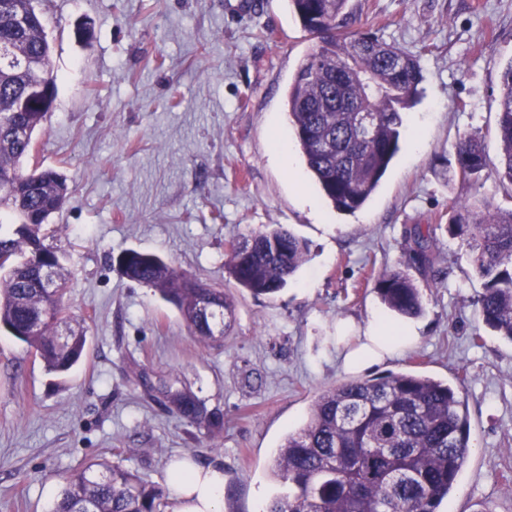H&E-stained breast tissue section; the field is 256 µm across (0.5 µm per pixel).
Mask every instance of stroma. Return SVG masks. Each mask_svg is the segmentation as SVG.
Returning a JSON list of instances; mask_svg holds the SVG:
<instances>
[{
    "label": "stroma",
    "mask_w": 512,
    "mask_h": 512,
    "mask_svg": "<svg viewBox=\"0 0 512 512\" xmlns=\"http://www.w3.org/2000/svg\"><path fill=\"white\" fill-rule=\"evenodd\" d=\"M352 6L360 27L418 58L424 81L377 190L344 214L299 150L288 165L278 155L294 141L285 96L312 45L287 0H41L57 94L23 167L70 184L42 232L64 257L88 342L58 377L0 335V512H51L62 477L92 461L163 487L182 459L223 472L222 512H262L281 491L271 464L288 432L350 378L337 356L346 319L361 332L376 314L399 321L368 275L403 266L409 229L447 217L449 199L512 209V189L462 181L455 160L467 132L498 158L489 131L512 61V0ZM277 226L307 241L308 260L276 297H256L228 274L227 243ZM436 237L445 276L421 286L418 343L367 374L460 387L472 449L439 512H512V343L479 316L467 247ZM129 249L223 288L235 309L224 340L199 343L176 308L123 276ZM185 386L222 417L221 433L178 417L166 391Z\"/></svg>",
    "instance_id": "obj_1"
}]
</instances>
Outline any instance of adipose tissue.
<instances>
[{"label": "adipose tissue", "mask_w": 512, "mask_h": 512, "mask_svg": "<svg viewBox=\"0 0 512 512\" xmlns=\"http://www.w3.org/2000/svg\"><path fill=\"white\" fill-rule=\"evenodd\" d=\"M414 328H387L381 317H374L365 336L343 355L347 370L361 371L403 353L417 343ZM168 487L175 503L173 512H221L224 475L220 470L202 468L188 460L168 469Z\"/></svg>", "instance_id": "adipose-tissue-1"}]
</instances>
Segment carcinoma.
I'll return each mask as SVG.
<instances>
[{"instance_id": "carcinoma-1", "label": "carcinoma", "mask_w": 512, "mask_h": 512, "mask_svg": "<svg viewBox=\"0 0 512 512\" xmlns=\"http://www.w3.org/2000/svg\"><path fill=\"white\" fill-rule=\"evenodd\" d=\"M349 0H288L315 45L288 88L286 111L316 185L340 213L361 209L400 150L402 110L423 76L418 59L370 30H349ZM56 87L43 14L35 0H0V208L18 223L0 224V331L33 349L46 370L63 375L84 355L87 328L68 313L66 274L58 251L40 236L69 199L67 178L53 167L23 172L34 133L49 111L15 105L37 85ZM493 163L482 136L455 145L457 174L512 187V61L502 69ZM356 108L370 111L372 129L353 130ZM459 238L484 281L477 296L482 322L512 342V210L472 208L448 200V222L415 225L403 253L426 280L438 274L436 230ZM308 245L282 227L253 230L230 242L229 274L254 296L274 297L304 265ZM129 280L149 286L176 307L188 331L204 343L224 336L233 305L216 288L154 254L135 249L118 261ZM388 310L422 314L420 289L398 268L374 278ZM171 402L191 424L205 404L188 391ZM471 451L459 390L412 372L353 379L320 394L306 423L288 433L272 461L288 492L266 512H438ZM164 491L129 469L90 462L64 478L53 512H162Z\"/></svg>"}]
</instances>
